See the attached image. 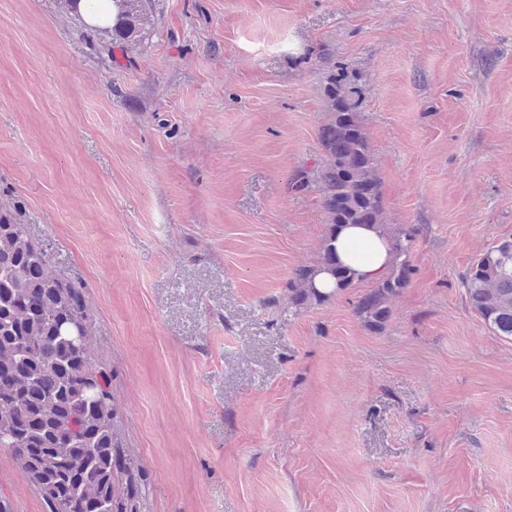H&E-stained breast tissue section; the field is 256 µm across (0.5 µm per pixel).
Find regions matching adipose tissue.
<instances>
[{
  "mask_svg": "<svg viewBox=\"0 0 512 512\" xmlns=\"http://www.w3.org/2000/svg\"><path fill=\"white\" fill-rule=\"evenodd\" d=\"M334 246L338 261L350 268L358 283L377 280L392 263L390 238L372 225L350 224L339 228Z\"/></svg>",
  "mask_w": 512,
  "mask_h": 512,
  "instance_id": "ef3b65f1",
  "label": "adipose tissue"
}]
</instances>
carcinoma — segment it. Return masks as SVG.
<instances>
[{"mask_svg":"<svg viewBox=\"0 0 512 512\" xmlns=\"http://www.w3.org/2000/svg\"><path fill=\"white\" fill-rule=\"evenodd\" d=\"M112 43L134 44L149 20L148 0H118ZM330 121L320 130L326 161L319 172L328 232L319 262L294 272L288 282L294 311L319 305L353 285L332 246L348 224L384 228L380 183L367 134L358 121L354 79L327 60ZM415 230L395 238L394 260L374 288L360 295L354 312L373 331L387 322L388 302L410 281L407 255ZM326 272L338 290L315 287ZM461 285L467 302L499 336L512 339V239L476 258ZM92 329L83 285L52 265L49 252L30 233L23 210L0 208V448L42 494L50 512H135L132 485L121 493V441L112 370L88 350Z\"/></svg>","mask_w":512,"mask_h":512,"instance_id":"cac0c4a2","label":"carcinoma"}]
</instances>
